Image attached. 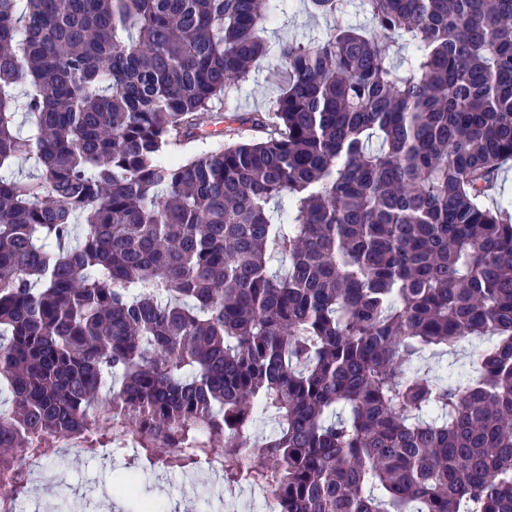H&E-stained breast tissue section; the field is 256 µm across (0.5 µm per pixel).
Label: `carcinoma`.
<instances>
[{"label": "carcinoma", "mask_w": 512, "mask_h": 512, "mask_svg": "<svg viewBox=\"0 0 512 512\" xmlns=\"http://www.w3.org/2000/svg\"><path fill=\"white\" fill-rule=\"evenodd\" d=\"M284 2L0 0V512L59 439L135 449L132 512L203 461L277 512H512V0H358L281 44L266 138L176 155Z\"/></svg>", "instance_id": "obj_1"}]
</instances>
